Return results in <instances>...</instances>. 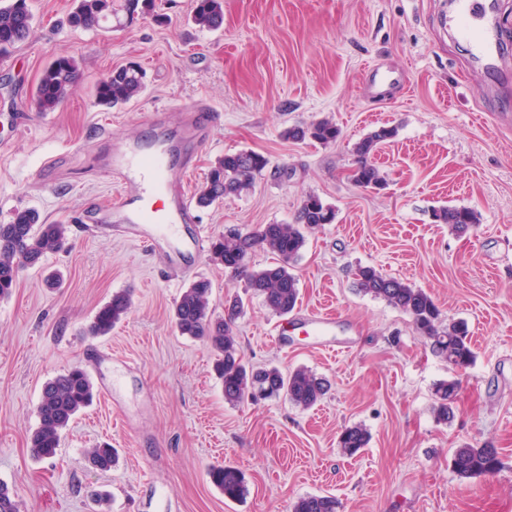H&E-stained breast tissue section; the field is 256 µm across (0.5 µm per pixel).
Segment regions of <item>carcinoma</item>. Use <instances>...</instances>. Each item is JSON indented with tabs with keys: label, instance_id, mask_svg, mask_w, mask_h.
Wrapping results in <instances>:
<instances>
[{
	"label": "carcinoma",
	"instance_id": "cac0c4a2",
	"mask_svg": "<svg viewBox=\"0 0 512 512\" xmlns=\"http://www.w3.org/2000/svg\"><path fill=\"white\" fill-rule=\"evenodd\" d=\"M151 0H74L66 17L72 30L97 31L101 24L123 11L133 16ZM34 15L29 0H7L0 6V54L24 41L32 28ZM192 22L201 29L218 30L224 24V0H194ZM80 74L77 60L61 55L41 71L35 108L42 113L55 111L70 94ZM145 88V73L138 66L112 70L95 86L98 106L112 109L127 105ZM397 134L394 127L381 126L361 139L354 148L355 182L365 188H383L384 179L372 164L371 156ZM284 138L306 140L330 145L340 136V129L330 118L318 119L308 125L286 128ZM268 166V159L255 151L227 153L217 158L204 182L195 194L201 207H208L227 197L239 196L250 190L255 178ZM335 210L315 194H308L291 224H262L253 231L217 238L211 243L210 261L222 265L246 279L248 288L263 298L267 307L279 315L292 312L299 300V280L292 272V262L305 245L304 229L331 224ZM436 224H447L463 235L478 224L479 215L473 208L443 206L432 211ZM64 224L41 221L34 209H18L10 220L0 224V299L10 296L18 272L23 266H35L49 253L61 249L67 240ZM263 248L277 257V262L261 270H252L248 258L256 248ZM359 292L385 300L406 314L413 329L429 341L432 352L455 369H465L475 360L469 330L462 321L443 324L441 311L431 295L402 279L382 274L374 267H359L355 273ZM211 282L200 279L191 284L175 302L172 322L182 336L205 340L215 352L213 371L224 390V401L238 405L249 398L250 390L259 388L264 396L288 397L303 408L315 406L329 390L327 381L312 371L297 367L283 371L277 366L247 365L240 351L235 332L237 320L243 313L244 302L238 296L224 300V316L210 315ZM131 307L130 295L116 292L97 313L88 327L92 337L105 336L124 319ZM460 380L442 381L435 386V415L438 421L454 419V403ZM96 394L90 374L74 366L45 383L37 405L38 426L31 433L28 449L36 460L55 456L60 437L75 416L89 406ZM368 431L353 425L343 429L338 445L343 453L353 456L369 443ZM92 466L105 470L116 465L117 454L108 444L88 451ZM498 464V452L493 444H464L452 456L454 470L464 477L493 472ZM212 484L230 500L246 493L244 475L235 467L214 466L209 470ZM339 501L330 495H309L298 499L293 512H338ZM0 512H19L16 494L0 482Z\"/></svg>",
	"mask_w": 512,
	"mask_h": 512
}]
</instances>
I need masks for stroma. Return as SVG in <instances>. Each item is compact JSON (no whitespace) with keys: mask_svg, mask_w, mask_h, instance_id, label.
<instances>
[{"mask_svg":"<svg viewBox=\"0 0 512 512\" xmlns=\"http://www.w3.org/2000/svg\"><path fill=\"white\" fill-rule=\"evenodd\" d=\"M33 27L0 69V224L32 208L46 223L68 225L66 246L43 267L61 270V287L42 267L20 269L0 299V482L17 493L19 512H291L302 497L335 495L340 512H512V69L475 71L466 41L441 19L448 0H224L220 30L190 20L193 0H154V9L98 31L61 21L73 0H30ZM75 57L81 77L48 116L33 106L43 67ZM139 64L145 89L124 107L96 106L94 86L114 68ZM380 66L400 91L381 101L364 88ZM203 101L221 115L208 142L191 149L181 110ZM165 112L142 122L141 113ZM332 117L333 144L293 142L283 130ZM381 126L395 138L373 161L386 186L349 177L354 146ZM190 151L194 170L168 166L171 183L195 192L219 156L242 150L269 164L253 188L196 208L209 238L227 228L293 222L302 198L319 195L334 223L306 232L293 263L298 310L327 312L350 327L344 349L296 327L287 348L271 338L281 317L251 295L244 279L201 256L178 270L143 243L112 229L107 204L117 188L112 153ZM464 205L480 222L469 234L433 223L432 208ZM425 289L443 319L466 320L475 361L455 372L410 319L359 293L358 267ZM213 285L211 312L242 296L237 335L256 365L303 366L330 390L305 409L280 396L231 406L212 373V354L179 335L170 312L197 279ZM130 291L127 317L105 336L86 330L113 293ZM111 379L62 433L53 459L38 461L28 439L38 425L43 385L70 367ZM460 378L455 417L435 416L434 387ZM371 435L353 457L341 431ZM491 442L493 473L453 469L460 445ZM108 443L119 455L108 471L86 453ZM230 465L247 492L227 500L210 467ZM108 494L95 504L92 491Z\"/></svg>","mask_w":512,"mask_h":512,"instance_id":"obj_1","label":"stroma"}]
</instances>
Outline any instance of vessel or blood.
Wrapping results in <instances>:
<instances>
[{
	"label": "vessel or blood",
	"instance_id": "b4317fda",
	"mask_svg": "<svg viewBox=\"0 0 512 512\" xmlns=\"http://www.w3.org/2000/svg\"><path fill=\"white\" fill-rule=\"evenodd\" d=\"M448 26L471 45L473 58L496 67L503 39L502 28L492 17L488 0H451ZM211 106L199 103L185 109L182 132L186 141L201 143L211 122ZM165 155L123 158L119 194L112 210L119 215L126 234L140 240L168 263L191 268L206 248L207 238L184 192L166 185Z\"/></svg>",
	"mask_w": 512,
	"mask_h": 512
}]
</instances>
